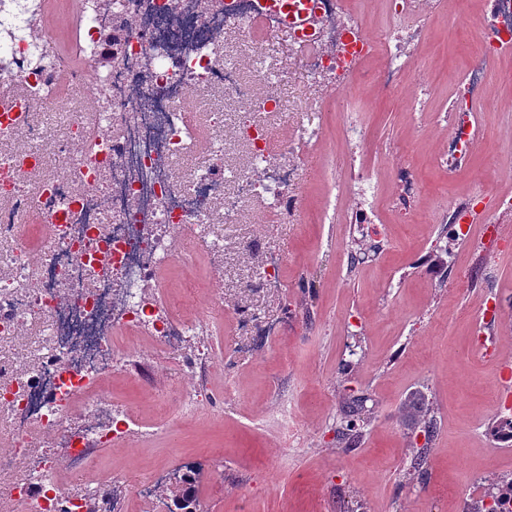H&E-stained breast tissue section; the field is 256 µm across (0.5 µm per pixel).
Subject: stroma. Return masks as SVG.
I'll use <instances>...</instances> for the list:
<instances>
[{
	"label": "stroma",
	"instance_id": "35a3bbf8",
	"mask_svg": "<svg viewBox=\"0 0 512 512\" xmlns=\"http://www.w3.org/2000/svg\"><path fill=\"white\" fill-rule=\"evenodd\" d=\"M440 2L422 46L435 69L422 91L424 111H409L393 93L375 101L347 94L348 113H324L322 147L301 156L305 214L226 226L224 331L195 339L223 359L224 373L213 385L230 388L224 413L177 419L167 436L146 443L134 436L102 450V467L127 476L113 485L124 512H151L129 484L155 471L193 474L199 512H464L512 473V452L501 451L488 433L500 419L488 397L500 371L468 351L483 294L464 285L472 243L442 235L452 200L506 185L512 85L487 77L498 109L479 113L480 142L448 178L433 158L448 139V79L465 71L470 58L457 32L475 24L478 3ZM349 114L368 124L363 159L383 177L379 213L365 224L353 223L349 200L336 198L337 177L353 157L342 136ZM400 163L417 180L418 200L405 224L393 220ZM360 242L377 245L378 253L354 265L350 253ZM271 252L285 261L281 286L250 290L254 270ZM239 309L255 311L272 334L239 327ZM194 381L177 358L143 344L109 388L120 408L149 422L150 394L173 400ZM361 392L374 408L365 440L337 447L339 401ZM421 396L440 423L423 479L408 466L416 434L403 416L405 404ZM287 402L301 420L294 431L279 416Z\"/></svg>",
	"mask_w": 512,
	"mask_h": 512
}]
</instances>
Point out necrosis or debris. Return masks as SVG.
<instances>
[{"instance_id": "obj_1", "label": "necrosis or debris", "mask_w": 512, "mask_h": 512, "mask_svg": "<svg viewBox=\"0 0 512 512\" xmlns=\"http://www.w3.org/2000/svg\"><path fill=\"white\" fill-rule=\"evenodd\" d=\"M304 20L287 19L279 0H76L81 67L70 82L95 109L67 112V136L53 141L40 117L66 95L57 29L45 25L46 0H0V84L18 89L12 117L0 121V423L8 442L0 473L26 464L11 488L12 512H85L88 499L110 504L113 477L98 452L123 443L129 423L115 419L102 386L123 372L133 346L147 341L178 353L197 385L180 393V412L216 405L218 361L187 345L224 322L214 298L184 315L154 297L165 270L192 277L202 256L224 254V227L258 199V221L297 215V149L321 137L320 108L294 113L281 156L270 150L265 116L281 112L282 74L262 65L270 38L290 34L303 48L312 82L355 85L367 96L400 92V73L427 70L420 36L431 15L419 0H388L389 23L370 36L352 17V0H297ZM120 31L117 58L105 37ZM512 0H483L471 65L450 84L453 120L436 165L456 175L479 139L476 116L493 111L486 76L512 84ZM373 64L371 80L362 77ZM356 209L377 203L381 180L359 165L339 187ZM512 209V193L492 203L466 196L448 213L457 235L499 253L512 236L475 224L487 206ZM502 318L498 298L479 306L470 350L498 349L488 330ZM83 475L57 491L56 460Z\"/></svg>"}]
</instances>
